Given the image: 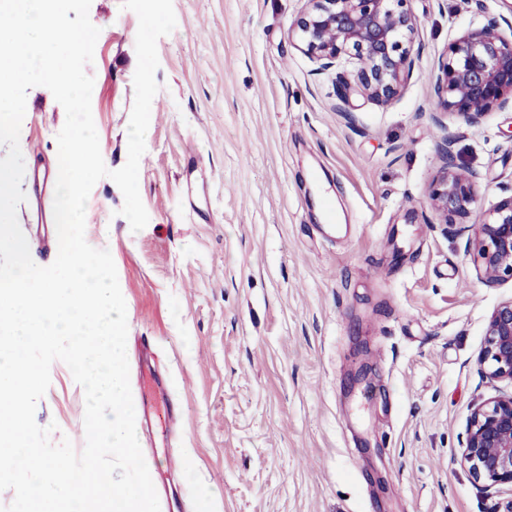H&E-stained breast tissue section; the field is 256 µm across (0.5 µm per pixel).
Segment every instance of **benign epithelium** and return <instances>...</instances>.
<instances>
[{"mask_svg":"<svg viewBox=\"0 0 512 512\" xmlns=\"http://www.w3.org/2000/svg\"><path fill=\"white\" fill-rule=\"evenodd\" d=\"M303 2L293 31L320 69H336V111L350 115L354 96L387 104L401 95L415 64L419 19L411 0ZM434 93L445 110L469 123L512 107V35L497 18L471 24L448 43ZM442 155L444 165L429 188L430 206L447 229L467 235V255L482 283L512 280V194L476 227L461 223L479 199L476 177L456 162L449 145ZM477 362L489 377L512 384V299L488 317ZM459 462L478 482L512 487V393L473 406Z\"/></svg>","mask_w":512,"mask_h":512,"instance_id":"benign-epithelium-1","label":"benign epithelium"}]
</instances>
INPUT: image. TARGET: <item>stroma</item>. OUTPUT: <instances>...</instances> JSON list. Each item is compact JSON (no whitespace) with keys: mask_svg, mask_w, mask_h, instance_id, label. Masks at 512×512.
<instances>
[{"mask_svg":"<svg viewBox=\"0 0 512 512\" xmlns=\"http://www.w3.org/2000/svg\"><path fill=\"white\" fill-rule=\"evenodd\" d=\"M301 0H173L157 42L132 231L100 179L85 238L108 249L127 308L134 405L151 400L141 449L181 512H505L512 488L460 466L473 404L512 391L476 358L512 281L482 283L466 239L428 200L452 141L477 176L465 222L512 193V110L469 124L447 113L433 73L499 0H412L416 64L385 105L336 110L335 71L291 30ZM101 34L86 71L108 169L127 161L138 17L91 0ZM19 145L24 215L58 162L63 107L27 92ZM85 394L60 361L35 420L83 450Z\"/></svg>","mask_w":512,"mask_h":512,"instance_id":"35a3bbf8","label":"stroma"}]
</instances>
